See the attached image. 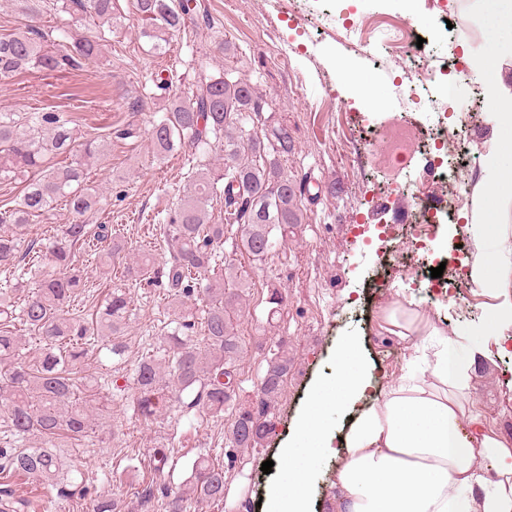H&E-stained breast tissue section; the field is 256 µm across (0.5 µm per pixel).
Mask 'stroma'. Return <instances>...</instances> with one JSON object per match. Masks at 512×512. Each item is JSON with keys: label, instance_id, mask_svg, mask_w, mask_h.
Returning <instances> with one entry per match:
<instances>
[{"label": "stroma", "instance_id": "obj_1", "mask_svg": "<svg viewBox=\"0 0 512 512\" xmlns=\"http://www.w3.org/2000/svg\"><path fill=\"white\" fill-rule=\"evenodd\" d=\"M199 14L187 20L162 50L145 37V24L134 0H114L116 32L91 18L75 20L66 13L22 12L14 0H0V33L29 25L55 34L72 29L102 40V57L70 72L27 69L0 77V112L37 108L71 113L79 141L98 139L101 155L89 159L86 173L98 203L88 213L90 226L120 228L123 250L111 275L98 261L77 252V265L93 286L94 305L112 291H125L130 318L123 338V358L99 366L86 359V370L105 369L116 378L105 430L112 440L83 443L71 451L83 480L111 494L133 512H166L167 496L188 476L194 459L210 454L222 464L228 480L223 508L202 512H262L270 475L262 462L278 460L279 448L307 403L314 383L331 378L337 369V347L348 336L362 338L374 383L400 373L409 352L397 341L379 340L375 315L394 289H405L429 311L437 313L449 336L467 341L481 328L496 299L492 289L469 284L472 242L466 233L447 241V259L439 261L429 242L411 241L397 221L416 198H446L448 221H463L471 191L446 192L429 165L441 149L418 152L401 172H391L382 157L366 150L378 122L404 117L429 126L425 105L407 98L416 70L397 62L385 30L406 18L420 35L421 64L437 71L438 85L454 83L448 103V132L458 135L466 156L491 163L492 147L485 133L496 120L489 107H477L478 86L469 78L463 50L479 51L491 41L478 35L469 42L452 40L449 22L466 23L472 15L464 0H446V13L428 12L422 0L409 18L402 0H199ZM375 19L380 29L367 42L349 31L351 24ZM174 73L169 90L158 89L155 73ZM226 75L252 85L265 101L260 120L241 122L246 137H263L268 126L288 125L295 149L282 161L289 176L304 184L301 224L288 234L285 249L256 263L237 247L238 225L224 235V261L233 265L246 288L238 334L244 349L238 366V403L254 398L267 370V346L287 340L293 357L276 406L275 427L257 451L241 461L225 454V431L234 409L223 420L195 424L172 409L156 421L142 420L134 410L133 370L149 347L161 346L165 326L173 317L163 288L131 283L123 267L153 252L162 258L157 229L198 162L189 148L155 161L148 130L171 96L186 97L202 76ZM378 99L380 107L369 106ZM443 267L447 296L430 286L431 270ZM279 288L285 302L279 320L267 319L268 290ZM499 356L479 372L474 385L487 417L512 415V328L485 339ZM168 440L171 468L156 478L151 467L157 441Z\"/></svg>", "mask_w": 512, "mask_h": 512}]
</instances>
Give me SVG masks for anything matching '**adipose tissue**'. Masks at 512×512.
Instances as JSON below:
<instances>
[{
	"label": "adipose tissue",
	"instance_id": "ef3b65f1",
	"mask_svg": "<svg viewBox=\"0 0 512 512\" xmlns=\"http://www.w3.org/2000/svg\"><path fill=\"white\" fill-rule=\"evenodd\" d=\"M469 70L497 115L488 141L512 146V40L471 54ZM479 199L471 210L469 279L497 291L483 327L494 336L512 325V165L487 169ZM377 334L406 347V364L376 386L361 343H340L335 380L314 385L294 438L280 450L266 512H315L314 488L332 456L343 461L331 479L332 512H512V436L486 419L473 395L493 351L476 341L460 347L399 290L380 307Z\"/></svg>",
	"mask_w": 512,
	"mask_h": 512
}]
</instances>
